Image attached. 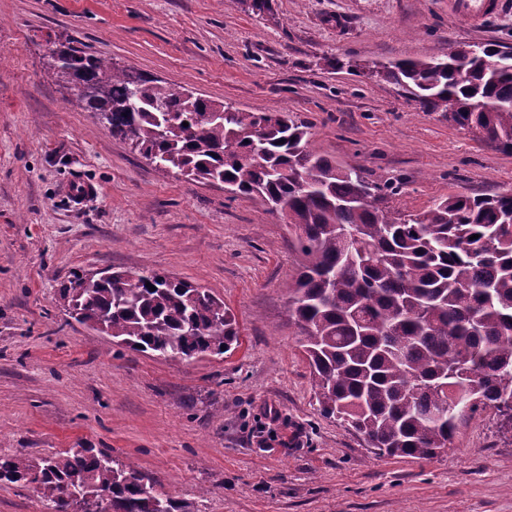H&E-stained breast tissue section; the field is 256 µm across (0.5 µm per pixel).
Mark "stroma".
Here are the masks:
<instances>
[{"mask_svg":"<svg viewBox=\"0 0 512 512\" xmlns=\"http://www.w3.org/2000/svg\"><path fill=\"white\" fill-rule=\"evenodd\" d=\"M485 22L448 0H0V455L97 448L199 512H512V430L464 414L431 459L375 454L320 414L288 305L299 256L256 197L158 169L84 111L55 45L110 57L248 112H290L312 146L399 186L408 214L512 192L500 152L349 62L512 49V0ZM95 195L73 204L66 187ZM161 271L222 299L238 346L191 362L69 318L75 275Z\"/></svg>","mask_w":512,"mask_h":512,"instance_id":"stroma-1","label":"stroma"}]
</instances>
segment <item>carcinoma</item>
<instances>
[{"mask_svg": "<svg viewBox=\"0 0 512 512\" xmlns=\"http://www.w3.org/2000/svg\"><path fill=\"white\" fill-rule=\"evenodd\" d=\"M52 54L66 58L57 77L83 90L82 108L149 163L258 197L301 230L288 305L323 415L381 454L415 459L447 449L466 411L490 407L512 421V194L451 195L405 215L390 206L398 187L314 150L308 123L288 112L179 93L68 43ZM371 73L512 154V51L473 44ZM63 292L72 318L159 358L221 356L239 343L223 300L164 272L90 285L76 276ZM0 482L34 486L49 512H79L74 495L102 493L96 512H195L93 448L0 457Z\"/></svg>", "mask_w": 512, "mask_h": 512, "instance_id": "obj_1", "label": "carcinoma"}]
</instances>
